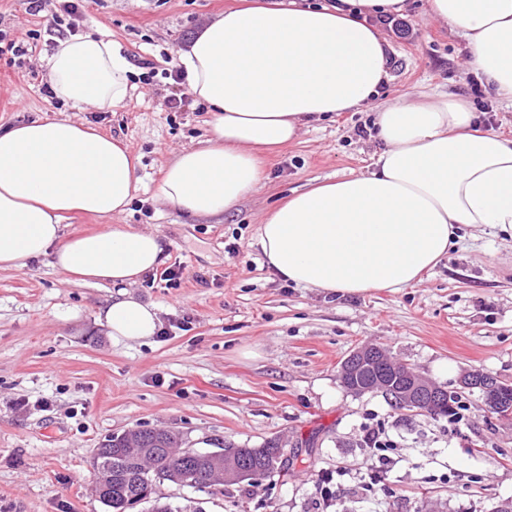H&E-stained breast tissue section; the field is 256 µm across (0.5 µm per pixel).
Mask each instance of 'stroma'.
<instances>
[{
  "instance_id": "35a3bbf8",
  "label": "stroma",
  "mask_w": 512,
  "mask_h": 512,
  "mask_svg": "<svg viewBox=\"0 0 512 512\" xmlns=\"http://www.w3.org/2000/svg\"><path fill=\"white\" fill-rule=\"evenodd\" d=\"M240 0H85L77 35L103 33L126 56L178 68V52L206 19ZM55 5L30 14L25 0H0V30L30 41L25 67L0 60V126L71 119L126 143L139 159V190L128 211L100 219L73 215L67 233L110 225L157 234L166 265L182 283L144 276L131 287L158 309L160 333L144 344H113L97 320L116 290L81 283L49 258L0 270V512H106L95 495L92 459L101 442L130 430L167 429L182 445L211 440L255 448L284 437L287 476L219 488L154 486L166 501L201 512H494L512 499V423L464 393V432L425 413L393 410L382 395L356 396L340 384V362L375 342L447 390L483 370L512 381V235L481 226L422 280L396 291L331 294L288 283L266 265L260 221L309 185L368 172L382 144L371 107L304 128L263 157L256 191L218 218L187 216L154 188L176 153L198 145L208 113L194 97L171 109L166 79L138 83L111 112L75 111L42 93L56 45ZM413 36L380 30L389 79L379 96L451 92L465 97L483 128L512 139V104L485 89L467 63L463 36L430 20L426 0H408ZM237 254H228L230 246ZM390 443L384 487L368 489L375 454L366 427ZM332 475L331 504L316 497Z\"/></svg>"
}]
</instances>
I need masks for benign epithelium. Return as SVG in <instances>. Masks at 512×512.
<instances>
[{"instance_id":"obj_1","label":"benign epithelium","mask_w":512,"mask_h":512,"mask_svg":"<svg viewBox=\"0 0 512 512\" xmlns=\"http://www.w3.org/2000/svg\"><path fill=\"white\" fill-rule=\"evenodd\" d=\"M387 357L388 352L375 343H367L353 350L341 362L338 371L341 385L350 392L384 393L391 401H398L415 412L435 410L446 402V388L411 368L397 371L396 382L392 384L378 379L373 385L366 387L358 382L360 375L370 373ZM460 385L471 391H478L490 410L508 417L512 416V400L509 399V393L512 392L511 383L492 374L475 370L465 373L460 378ZM237 453L238 448L234 445L224 449V480H255L262 476L259 470L237 465Z\"/></svg>"}]
</instances>
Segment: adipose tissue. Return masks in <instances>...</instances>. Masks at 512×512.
Instances as JSON below:
<instances>
[{"mask_svg": "<svg viewBox=\"0 0 512 512\" xmlns=\"http://www.w3.org/2000/svg\"><path fill=\"white\" fill-rule=\"evenodd\" d=\"M405 0H250L200 26L179 52L193 97L210 115L203 143L181 150L155 196L193 217H216L251 195L263 149L293 143L329 113L371 105L388 79L378 19ZM430 19L458 30L469 66L512 101V0H427ZM49 83L71 107L107 112L135 86L134 68L111 39L59 41ZM383 143L369 172L292 195L263 217L267 264L289 282L341 294L421 281L481 225L512 232V140L480 128L452 94L377 108ZM139 161L119 139L72 120H32L0 130V269L43 256L73 280L117 290L98 320L114 343L155 336L153 304L130 286L165 261L156 234L120 226L68 236L66 215L124 214L138 190Z\"/></svg>", "mask_w": 512, "mask_h": 512, "instance_id": "ef3b65f1", "label": "adipose tissue"}]
</instances>
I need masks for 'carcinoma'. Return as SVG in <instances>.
Here are the masks:
<instances>
[{"label":"carcinoma","instance_id":"carcinoma-1","mask_svg":"<svg viewBox=\"0 0 512 512\" xmlns=\"http://www.w3.org/2000/svg\"><path fill=\"white\" fill-rule=\"evenodd\" d=\"M132 435L136 437L138 452L123 448L127 434L111 435L102 441L93 461L98 478L95 492L108 512H128L143 503L151 504V512H201L153 498L152 476L182 487L219 485L221 481L215 469L216 463L224 460V449L204 452L188 463L170 464L165 448L179 445L175 434L169 433L161 439L152 430H137ZM239 453L246 467L288 475L290 460H280L277 446L269 440L258 448H241Z\"/></svg>","mask_w":512,"mask_h":512}]
</instances>
